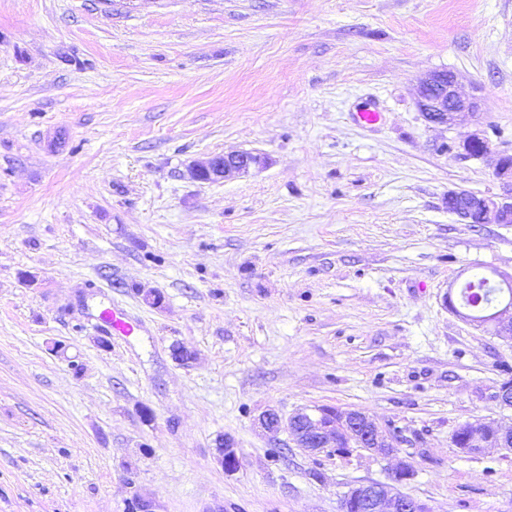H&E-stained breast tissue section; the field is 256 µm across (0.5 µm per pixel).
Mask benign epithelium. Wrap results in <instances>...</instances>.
Instances as JSON below:
<instances>
[{
	"instance_id": "benign-epithelium-1",
	"label": "benign epithelium",
	"mask_w": 512,
	"mask_h": 512,
	"mask_svg": "<svg viewBox=\"0 0 512 512\" xmlns=\"http://www.w3.org/2000/svg\"><path fill=\"white\" fill-rule=\"evenodd\" d=\"M418 105L425 121L452 126L463 117L479 119L475 98L465 96L456 87L454 75L435 72L418 79ZM463 154L484 160L500 183L498 194L474 193L465 189L448 190V212L468 224H512V153L496 151L480 132L471 134L461 144ZM260 158L247 152L217 155L191 168L193 178L215 182L231 179L258 164ZM494 334L512 340V305L495 309ZM261 427L271 431H287L295 443L310 453L336 452L348 454L355 448H365L383 458H394L389 483H361L352 486L343 496L341 507L347 512L352 507L366 512H431L422 501L404 495L400 486L413 478L412 466L397 457L399 436L380 426L371 416L360 410L338 412L333 408H316L312 412L299 411L283 419L274 409L264 410L258 417ZM460 436L462 453L476 454L486 448H511L512 426L505 427L495 420L467 422ZM218 462L227 472L240 465V455L231 439H224L218 448Z\"/></svg>"
}]
</instances>
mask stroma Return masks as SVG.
I'll return each instance as SVG.
<instances>
[{
    "label": "stroma",
    "instance_id": "obj_1",
    "mask_svg": "<svg viewBox=\"0 0 512 512\" xmlns=\"http://www.w3.org/2000/svg\"><path fill=\"white\" fill-rule=\"evenodd\" d=\"M438 71L480 125L424 120ZM477 129L512 151V0H0V512H341L388 482L268 407L364 411L402 437L403 494L512 512V451L452 441L512 425V342L444 303L512 272V224L448 210L498 190L458 154ZM232 152L262 163L192 178ZM260 158L247 152L217 155L205 162L196 163L191 168L193 178L215 182L221 179L227 180L246 172L251 166L258 164ZM103 325L115 336H129L134 331V324L127 315L116 307H105L99 313ZM465 433L454 439L461 440V445L456 446L462 453H480L485 448H511L512 426L505 427L498 421H480L478 423H464Z\"/></svg>",
    "mask_w": 512,
    "mask_h": 512
}]
</instances>
